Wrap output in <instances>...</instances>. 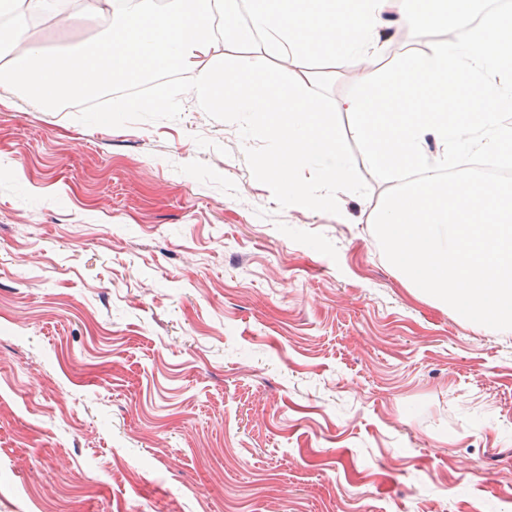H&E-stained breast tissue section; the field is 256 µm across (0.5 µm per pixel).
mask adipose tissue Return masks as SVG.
Segmentation results:
<instances>
[{
  "label": "adipose tissue",
  "instance_id": "ef3b65f1",
  "mask_svg": "<svg viewBox=\"0 0 512 512\" xmlns=\"http://www.w3.org/2000/svg\"><path fill=\"white\" fill-rule=\"evenodd\" d=\"M476 0H0V58H9L28 100L44 106L62 91L137 81L171 65L194 71L202 106L244 117L251 139L266 141L283 161L273 180L289 204L336 207L338 192L356 193L352 163L335 128L325 121L313 53L337 54L359 74L361 94L341 101L353 118L371 168L398 182L416 180L384 204H371L398 268L432 298L475 320L512 327V191L501 183L464 178L448 183L445 170L472 153L512 164V10L474 21ZM112 20L90 50L70 56L46 52L26 39L32 17L48 13L80 28L102 13ZM224 19L215 34L211 17ZM446 30L431 51L407 68L364 71L382 54L394 26ZM249 48L232 71L198 69L217 38ZM292 60L287 79L273 77L271 56ZM405 109L393 111L395 99Z\"/></svg>",
  "mask_w": 512,
  "mask_h": 512
}]
</instances>
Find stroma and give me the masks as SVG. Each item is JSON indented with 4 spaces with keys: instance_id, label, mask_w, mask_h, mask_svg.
Masks as SVG:
<instances>
[{
    "instance_id": "stroma-1",
    "label": "stroma",
    "mask_w": 512,
    "mask_h": 512,
    "mask_svg": "<svg viewBox=\"0 0 512 512\" xmlns=\"http://www.w3.org/2000/svg\"><path fill=\"white\" fill-rule=\"evenodd\" d=\"M45 15L66 54L108 30ZM444 39L399 29L373 71ZM362 183L297 208L246 123L192 72L157 111L31 106L0 82V512H512V330L434 303L399 273Z\"/></svg>"
}]
</instances>
